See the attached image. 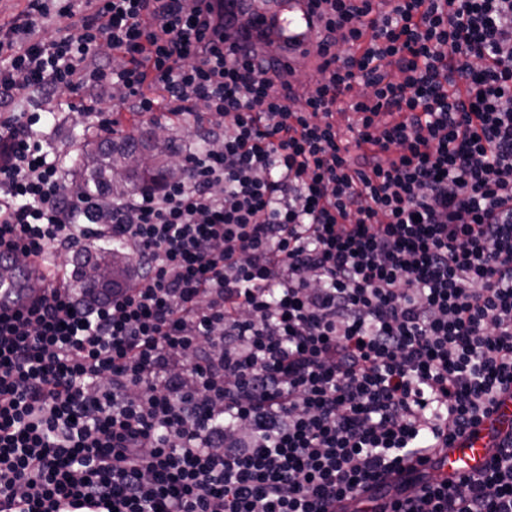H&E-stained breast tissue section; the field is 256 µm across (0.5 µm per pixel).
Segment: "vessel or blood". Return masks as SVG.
I'll use <instances>...</instances> for the list:
<instances>
[{"label":"vessel or blood","mask_w":512,"mask_h":512,"mask_svg":"<svg viewBox=\"0 0 512 512\" xmlns=\"http://www.w3.org/2000/svg\"><path fill=\"white\" fill-rule=\"evenodd\" d=\"M235 10L243 23L254 30L275 29L276 45L269 52L288 62L305 59L317 67L315 27L306 0H287L273 7L272 0H236ZM48 263H34L17 269L8 255L0 256V314L13 316L26 311L46 284ZM512 432V396L503 395L494 410L471 434L456 439L423 465L425 474L452 481L486 467L501 441Z\"/></svg>","instance_id":"b4317fda"}]
</instances>
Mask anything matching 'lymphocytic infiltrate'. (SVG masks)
<instances>
[{
    "label": "lymphocytic infiltrate",
    "mask_w": 512,
    "mask_h": 512,
    "mask_svg": "<svg viewBox=\"0 0 512 512\" xmlns=\"http://www.w3.org/2000/svg\"><path fill=\"white\" fill-rule=\"evenodd\" d=\"M372 2L316 0L311 84L225 50L210 0L0 24V246L135 258L105 299L0 316V512H512V434L481 474L389 482L512 390V0ZM114 85L210 139L95 226L56 107L21 105Z\"/></svg>",
    "instance_id": "obj_1"
}]
</instances>
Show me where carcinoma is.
<instances>
[{"label": "carcinoma", "mask_w": 512, "mask_h": 512, "mask_svg": "<svg viewBox=\"0 0 512 512\" xmlns=\"http://www.w3.org/2000/svg\"><path fill=\"white\" fill-rule=\"evenodd\" d=\"M138 148L147 149L149 144L141 145L133 138L89 143L76 160L74 173L80 175V181L84 183L89 194L106 202L113 198L127 197L146 183L156 184L162 181L165 171L164 157L174 156L169 147L163 146L160 148L162 157L158 158L155 167L142 170L131 163V157ZM119 170L126 171L125 185L114 183V175ZM88 267L100 271V278L95 285L102 295L126 285L134 273L133 260L125 253V246L110 242L76 254L75 280L80 293L90 285L84 277V271Z\"/></svg>", "instance_id": "carcinoma-1"}]
</instances>
